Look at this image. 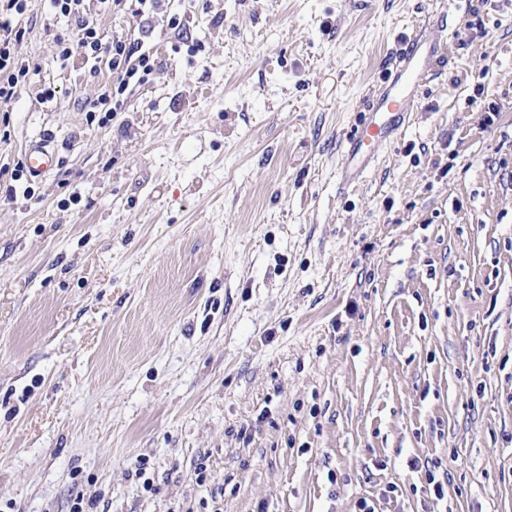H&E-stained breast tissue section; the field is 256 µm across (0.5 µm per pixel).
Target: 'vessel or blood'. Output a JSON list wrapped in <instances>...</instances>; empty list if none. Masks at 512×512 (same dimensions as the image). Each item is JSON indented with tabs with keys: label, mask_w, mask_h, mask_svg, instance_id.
I'll return each instance as SVG.
<instances>
[{
	"label": "vessel or blood",
	"mask_w": 512,
	"mask_h": 512,
	"mask_svg": "<svg viewBox=\"0 0 512 512\" xmlns=\"http://www.w3.org/2000/svg\"><path fill=\"white\" fill-rule=\"evenodd\" d=\"M438 49L437 43H429L422 37H415L405 47L401 64L390 73L384 87L370 97L366 110L370 117L349 139L346 155L349 164L345 169L344 181L359 177L377 158L379 150L400 129L407 118L402 103L409 96L421 76L432 66ZM57 153L47 138L32 142L25 152V164L32 177L47 175L55 166Z\"/></svg>",
	"instance_id": "b4317fda"
}]
</instances>
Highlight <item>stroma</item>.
Masks as SVG:
<instances>
[{
    "label": "stroma",
    "mask_w": 512,
    "mask_h": 512,
    "mask_svg": "<svg viewBox=\"0 0 512 512\" xmlns=\"http://www.w3.org/2000/svg\"><path fill=\"white\" fill-rule=\"evenodd\" d=\"M83 7L155 70L88 121L112 71L54 62L71 23L28 0L37 70L0 110V512H512V0ZM441 30L342 182L367 99ZM42 135L54 170L11 177ZM441 40L432 38L428 45L422 36H416L405 47L401 65L390 73L385 86L366 103L369 120L350 138L346 147L347 159L343 180L350 182L359 177L377 158L379 150L400 129L408 112L402 102L411 96L420 77L431 69L432 60Z\"/></svg>",
    "instance_id": "obj_1"
}]
</instances>
